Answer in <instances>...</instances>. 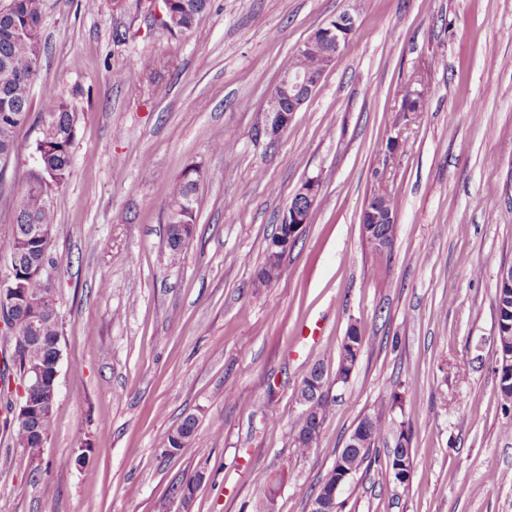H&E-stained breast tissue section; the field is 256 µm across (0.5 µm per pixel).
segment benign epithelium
Segmentation results:
<instances>
[{"label": "benign epithelium", "mask_w": 512, "mask_h": 512, "mask_svg": "<svg viewBox=\"0 0 512 512\" xmlns=\"http://www.w3.org/2000/svg\"><path fill=\"white\" fill-rule=\"evenodd\" d=\"M357 25V15L349 10L316 29L306 44L318 42L326 46V62L333 65L343 54ZM320 77L308 73L296 75L285 69L277 84V92L269 95L264 108L265 131L275 137L288 128L289 123L301 106L312 98ZM319 184L314 178L302 182L292 197V203L283 212L279 231L270 246L286 252L298 236L302 225L309 223L311 206L318 195ZM396 223L395 214L381 212L372 203L365 204L361 214L362 231L365 239L376 249L384 245L382 238L375 235V225Z\"/></svg>", "instance_id": "obj_1"}]
</instances>
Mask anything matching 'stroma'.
<instances>
[{"label":"stroma","mask_w":512,"mask_h":512,"mask_svg":"<svg viewBox=\"0 0 512 512\" xmlns=\"http://www.w3.org/2000/svg\"><path fill=\"white\" fill-rule=\"evenodd\" d=\"M149 5L45 2L31 111L53 92L79 114L69 181L49 191L59 395L39 463L14 447L0 410V512H255L267 481L274 512H309L358 422L394 395L410 478L386 474L389 435L338 491L340 512H512L494 301L498 268L512 265V0H211L183 36ZM348 9L358 21L345 52L288 128L267 135L282 69ZM412 87L426 89L425 111H403ZM37 136L36 122L23 127L0 171V272ZM396 136L403 146L388 152ZM189 167L201 175L196 224L174 256L166 204ZM312 177L309 224L279 278L256 286ZM381 183L397 223L379 255L360 218ZM353 324L362 350L340 382ZM318 362L334 410L301 456L290 425ZM188 414L195 435L161 456ZM199 471L182 505L172 488Z\"/></svg>","instance_id":"stroma-1"}]
</instances>
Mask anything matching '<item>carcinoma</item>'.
<instances>
[{
    "label": "carcinoma",
    "instance_id": "cac0c4a2",
    "mask_svg": "<svg viewBox=\"0 0 512 512\" xmlns=\"http://www.w3.org/2000/svg\"><path fill=\"white\" fill-rule=\"evenodd\" d=\"M44 0H7L0 5V161H5L17 149L16 134L30 116V91L40 78L44 43L41 31ZM163 18L160 23L173 34H185L205 16L210 0H164L160 3ZM295 73L318 72L323 68V49L316 48L307 53H295L288 62ZM40 136L34 143V154L38 156L36 168L29 173L25 188L19 193L15 204L14 222L7 250L13 266L12 281L24 289L23 305H11L0 301V319L12 336L30 335V320H38L36 338L28 342L24 357L11 358L15 371V385L0 382V394L14 398L20 396L23 377L33 365H43L51 372L56 345L63 336V321L60 313L47 309V304L56 302V279L50 275H34V268L48 262L56 269L51 257L52 238H41L31 233L34 225L53 226V214L47 187L64 186L70 177L71 146L77 132L78 113L65 98L50 93L44 100L40 114ZM199 172L186 169L173 183L166 207L167 246L172 255L182 252L193 235L190 227L192 214L198 203L197 189ZM496 309L502 321L512 325V288L497 289ZM495 373L499 379L502 400L512 403V367L502 363ZM323 365H313L302 377L300 386L309 379L318 381L320 390L313 401V413L305 418L297 415L291 432L296 450L305 454L317 446L322 428L333 410L334 399L324 388ZM57 399L45 397L35 413L34 423L20 424L7 420L17 447L28 453L31 459L41 460L53 422ZM395 404H383L372 418L370 429L360 438L356 447H344L345 461L349 469L357 473L368 466L376 444L383 438L385 426L382 415L391 412ZM198 418L188 414L166 437L161 455L171 456L189 441L196 432ZM403 443L397 446L389 467L388 476L402 484L411 469L410 437L400 431Z\"/></svg>",
    "mask_w": 512,
    "mask_h": 512
}]
</instances>
